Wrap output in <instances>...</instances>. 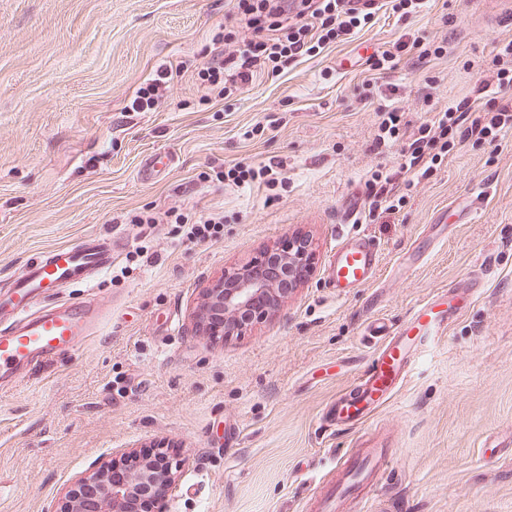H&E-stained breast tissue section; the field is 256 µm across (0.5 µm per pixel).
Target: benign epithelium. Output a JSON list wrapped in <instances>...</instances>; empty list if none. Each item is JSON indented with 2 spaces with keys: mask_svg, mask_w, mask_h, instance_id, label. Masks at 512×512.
<instances>
[{
  "mask_svg": "<svg viewBox=\"0 0 512 512\" xmlns=\"http://www.w3.org/2000/svg\"><path fill=\"white\" fill-rule=\"evenodd\" d=\"M294 241L298 251L268 248L264 257H272L271 265L254 260L206 288L192 313L194 334L214 335L209 325L212 319L221 321L223 331L241 330L244 324L239 316L257 301L278 304L298 288L297 283L286 290L279 288L280 282L292 276V269L309 255V238L296 235ZM180 468L181 462L162 445L153 457L144 460L131 447L78 478L53 512H137L146 507L152 492L175 488Z\"/></svg>",
  "mask_w": 512,
  "mask_h": 512,
  "instance_id": "7a95c632",
  "label": "benign epithelium"
}]
</instances>
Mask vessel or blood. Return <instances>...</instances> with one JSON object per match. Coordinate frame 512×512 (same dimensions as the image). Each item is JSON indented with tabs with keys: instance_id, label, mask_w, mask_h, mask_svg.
<instances>
[{
	"instance_id": "b4317fda",
	"label": "vessel or blood",
	"mask_w": 512,
	"mask_h": 512,
	"mask_svg": "<svg viewBox=\"0 0 512 512\" xmlns=\"http://www.w3.org/2000/svg\"><path fill=\"white\" fill-rule=\"evenodd\" d=\"M120 238L89 237L54 248L28 263L0 294V381L19 383L32 367L73 354L98 319L93 304L57 303L56 289L86 284L111 267L124 247ZM381 249L365 231L342 236L327 268L326 281L343 298L373 285L380 271ZM481 281L471 277L457 287L435 292L416 304L405 322L393 327L376 318L367 334L382 343L353 387L326 405L322 421L338 431L355 432L350 448L338 452L314 485L320 495L311 512H343L348 501L369 502V489L389 461V447L371 424L407 380L419 348L446 334L473 299Z\"/></svg>"
}]
</instances>
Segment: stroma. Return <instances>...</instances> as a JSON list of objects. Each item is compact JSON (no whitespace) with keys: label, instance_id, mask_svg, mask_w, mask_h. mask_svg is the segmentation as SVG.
<instances>
[{"label":"stroma","instance_id":"1","mask_svg":"<svg viewBox=\"0 0 512 512\" xmlns=\"http://www.w3.org/2000/svg\"><path fill=\"white\" fill-rule=\"evenodd\" d=\"M230 8L0 0V284L51 248L126 240L91 287L56 295L101 306L95 332L0 388V512H52L96 463L160 440L183 463L165 512H306L312 478L353 440L327 436L320 415L378 349L367 322L401 324L473 274L478 297L375 418L394 457L369 512H512V136L453 150L401 187L398 210L365 224L382 252L375 284L343 300L325 284L349 201L374 172L399 168L410 127L494 77L512 0H424L407 20L386 7L349 40L205 101L196 70ZM417 38L444 54L423 68L402 55L364 99L366 58ZM181 60L191 70L155 106L132 111L159 65ZM389 104L410 126L378 154L370 146ZM150 157L161 168L140 180ZM269 162L281 165L272 187L224 178ZM483 184L491 192L474 219L395 273L436 211ZM182 213L223 215L221 236L184 238ZM298 232L311 241V268L286 302L241 333L193 334L203 288Z\"/></svg>","mask_w":512,"mask_h":512}]
</instances>
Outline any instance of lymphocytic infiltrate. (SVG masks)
Instances as JSON below:
<instances>
[{
	"instance_id": "obj_1",
	"label": "lymphocytic infiltrate",
	"mask_w": 512,
	"mask_h": 512,
	"mask_svg": "<svg viewBox=\"0 0 512 512\" xmlns=\"http://www.w3.org/2000/svg\"><path fill=\"white\" fill-rule=\"evenodd\" d=\"M231 24L214 40L221 49L198 72L207 91L231 94L258 73L276 74L296 57L321 53L346 40L380 11L378 0H232ZM495 81L476 82L470 95L454 100L421 123L402 148L398 171L372 174L366 183V218L393 210L400 185L430 175L439 158L467 145H493L512 131V40L494 57Z\"/></svg>"
}]
</instances>
